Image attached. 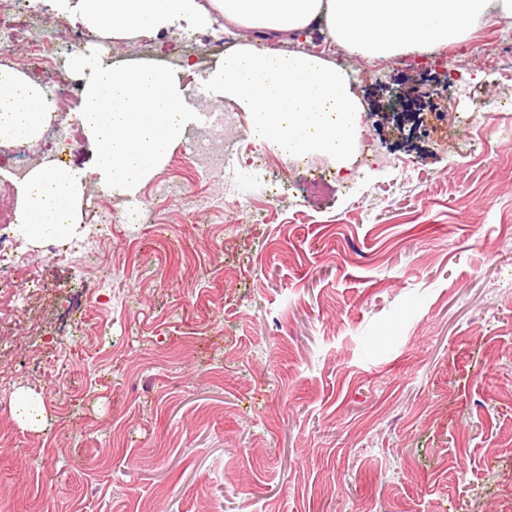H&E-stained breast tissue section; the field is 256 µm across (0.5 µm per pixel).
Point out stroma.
<instances>
[{
  "instance_id": "1",
  "label": "stroma",
  "mask_w": 512,
  "mask_h": 512,
  "mask_svg": "<svg viewBox=\"0 0 512 512\" xmlns=\"http://www.w3.org/2000/svg\"><path fill=\"white\" fill-rule=\"evenodd\" d=\"M509 34L480 22L427 73L348 57L377 158L312 155L321 187L244 143L251 114L189 58L182 87L235 115L243 196L190 137L135 196L143 232L91 258L16 240L0 512H512V56L486 64ZM397 87L445 140L396 124ZM17 404L22 411L20 420L31 428H38L42 419L39 400L27 392L18 396Z\"/></svg>"
}]
</instances>
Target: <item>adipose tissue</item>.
<instances>
[{"label": "adipose tissue", "mask_w": 512, "mask_h": 512, "mask_svg": "<svg viewBox=\"0 0 512 512\" xmlns=\"http://www.w3.org/2000/svg\"><path fill=\"white\" fill-rule=\"evenodd\" d=\"M90 28L107 40H125L189 18L273 33H295L323 19L337 43L367 58L432 50L467 38L490 14L512 17V0H81ZM83 78L78 120L96 151L103 190H138L169 157L194 121L184 109L176 75L149 63L118 64L106 48L89 45L69 59ZM48 92L20 69L0 66V144L25 145L54 120ZM87 173L44 162L19 184L18 230L33 242L59 240L80 224Z\"/></svg>", "instance_id": "obj_1"}]
</instances>
